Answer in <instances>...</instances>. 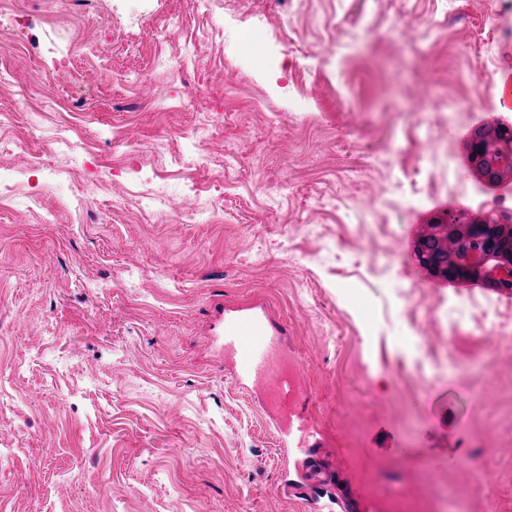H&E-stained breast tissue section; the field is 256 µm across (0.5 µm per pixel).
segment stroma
<instances>
[{"label":"stroma","instance_id":"obj_1","mask_svg":"<svg viewBox=\"0 0 512 512\" xmlns=\"http://www.w3.org/2000/svg\"><path fill=\"white\" fill-rule=\"evenodd\" d=\"M496 2L0 16V512H315L289 488L313 458L373 512L444 487L512 512V344L479 322L506 301L414 254L439 205L512 214L466 153L495 108L478 79L512 70ZM63 127L88 155L54 150ZM255 303L286 330L315 456L285 458L231 374L224 326Z\"/></svg>","mask_w":512,"mask_h":512}]
</instances>
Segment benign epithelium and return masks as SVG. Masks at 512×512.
I'll list each match as a JSON object with an SVG mask.
<instances>
[{"instance_id":"benign-epithelium-1","label":"benign epithelium","mask_w":512,"mask_h":512,"mask_svg":"<svg viewBox=\"0 0 512 512\" xmlns=\"http://www.w3.org/2000/svg\"><path fill=\"white\" fill-rule=\"evenodd\" d=\"M428 231L439 237L448 254L438 276L448 282H480L508 286L512 277V225L490 219L430 224Z\"/></svg>"}]
</instances>
